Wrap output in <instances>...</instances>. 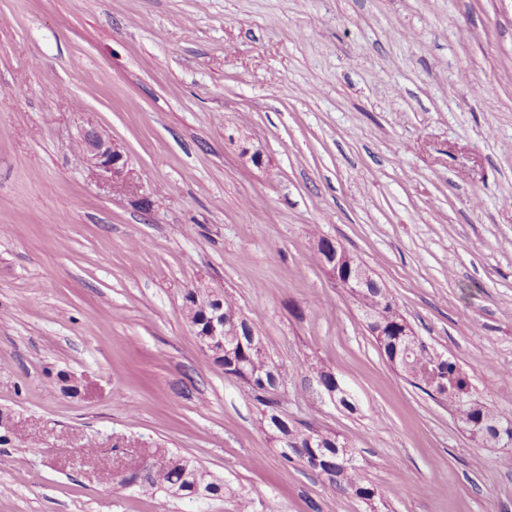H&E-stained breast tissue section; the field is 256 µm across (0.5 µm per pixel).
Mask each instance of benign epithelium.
Here are the masks:
<instances>
[{
    "label": "benign epithelium",
    "instance_id": "1",
    "mask_svg": "<svg viewBox=\"0 0 512 512\" xmlns=\"http://www.w3.org/2000/svg\"><path fill=\"white\" fill-rule=\"evenodd\" d=\"M82 152L89 169L100 183L110 188L119 187L126 195L139 194L140 186L121 145L98 130L89 128L83 133ZM317 256L339 288H364L374 281L363 264L349 259L343 248L331 240L323 242ZM202 346L207 351L224 349V320L216 313L211 318Z\"/></svg>",
    "mask_w": 512,
    "mask_h": 512
}]
</instances>
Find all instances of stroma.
Instances as JSON below:
<instances>
[{
  "instance_id": "stroma-1",
  "label": "stroma",
  "mask_w": 512,
  "mask_h": 512,
  "mask_svg": "<svg viewBox=\"0 0 512 512\" xmlns=\"http://www.w3.org/2000/svg\"><path fill=\"white\" fill-rule=\"evenodd\" d=\"M91 126L140 196L90 176ZM320 236L512 418V0H0V407L21 427L0 512H240L257 488L253 512H370L283 464L181 315L202 283L251 320L289 418L354 449L382 512H512L502 449L391 368ZM147 446L236 496L103 482Z\"/></svg>"
}]
</instances>
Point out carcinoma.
I'll list each match as a JSON object with an SVG mask.
<instances>
[{"mask_svg":"<svg viewBox=\"0 0 512 512\" xmlns=\"http://www.w3.org/2000/svg\"><path fill=\"white\" fill-rule=\"evenodd\" d=\"M196 289H189L183 298L182 316L194 325V331L202 330L204 314L192 308ZM364 321L377 322L382 327V335L374 337L380 350L391 358L399 352V370L409 377L417 388L429 394L433 390L431 377L434 369L454 378V392L448 397L458 419L469 424L479 433V441L495 445V439H512V419L498 415L487 404L475 399L470 384L457 362L449 357L441 358L438 367L431 366L436 357L430 355L419 337L408 335L405 316L395 300L386 293V289L370 287L354 296ZM224 304V348L228 353L212 359V362L224 370L233 373L247 387L253 398L265 407V418L279 447L281 457L292 462L298 460L310 470L318 473L325 484L338 493H346L365 503L374 504L378 492L368 479L364 467L358 462L355 451L338 434L315 430L296 423L280 425L275 422V413L283 404L277 394L267 392L264 383L269 381L270 362L265 355L260 337L250 339L248 331L252 324L245 323L237 316V307L227 296ZM153 453L159 456L150 468V477L146 489L175 496V491L187 496L198 491L205 498H221L231 492L223 480L214 477L200 465L191 462L166 448H155ZM324 454L336 462L332 468L316 466L315 454Z\"/></svg>","mask_w":512,"mask_h":512,"instance_id":"obj_1","label":"carcinoma"}]
</instances>
